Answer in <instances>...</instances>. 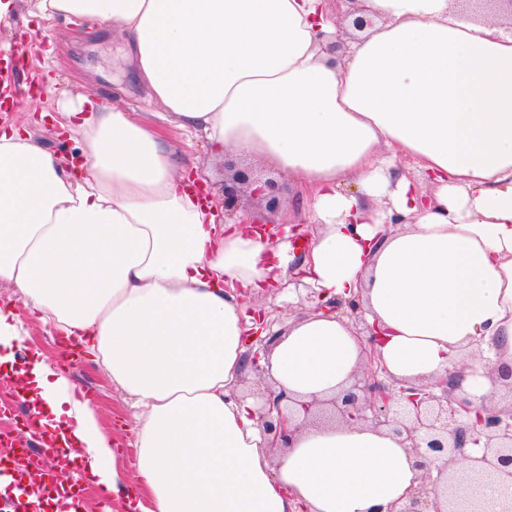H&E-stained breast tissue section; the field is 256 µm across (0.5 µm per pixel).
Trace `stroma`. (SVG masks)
<instances>
[{
	"mask_svg": "<svg viewBox=\"0 0 512 512\" xmlns=\"http://www.w3.org/2000/svg\"><path fill=\"white\" fill-rule=\"evenodd\" d=\"M14 52L8 73L9 97L0 105V130L25 128L45 149L63 160L83 157L82 135L62 129L56 121L65 102L85 96L126 112L160 130L167 143L185 154L187 170L203 180L213 201L223 197L224 161L214 156L209 144L193 132L158 119L160 105L149 97L134 75V62L119 34L95 31L77 33L75 24L63 17L45 22L31 17L27 5H19L10 25L0 24V49ZM283 204L277 213L253 207L254 220H271L284 225L306 224L318 232L308 215L300 210L301 194L286 176H279ZM308 290L276 287L253 299V306L266 311L270 326L278 328L289 319L307 313ZM12 306L23 324L24 340L14 345L16 359H26L28 347H37L47 362L59 366L73 386H84L95 406L100 427L116 440L123 454L117 467L125 482L135 476V445L139 424L125 393L112 381L96 357L78 350L71 362H63L71 340L53 326L43 324L24 305L18 288L0 283V306Z\"/></svg>",
	"mask_w": 512,
	"mask_h": 512,
	"instance_id": "35a3bbf8",
	"label": "stroma"
}]
</instances>
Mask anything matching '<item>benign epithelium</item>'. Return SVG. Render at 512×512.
Here are the masks:
<instances>
[{
    "label": "benign epithelium",
    "mask_w": 512,
    "mask_h": 512,
    "mask_svg": "<svg viewBox=\"0 0 512 512\" xmlns=\"http://www.w3.org/2000/svg\"><path fill=\"white\" fill-rule=\"evenodd\" d=\"M352 4L346 17L352 26L363 30L372 25L363 0H348ZM253 171L224 162V215L245 221L250 214V202L265 203L271 213L281 206V187L268 180L265 188L255 191ZM346 309L354 330L369 333V343L376 340L359 300L318 302L312 311L326 314ZM275 336H251L244 364L258 366L261 352ZM370 368L354 377L351 386L340 394L323 401H299L296 408L288 403L292 398L283 391L269 388L258 414V423L272 441L287 443L307 423L320 420L362 422L403 438L416 454L433 462L446 460L448 469L438 470L437 476L426 472L423 483L405 503H396L387 512H480L468 489L479 478L490 482H512V402L500 406H476L457 395L462 370L449 371L445 376L416 385L392 376L375 357L367 353ZM483 444L482 453L475 456L466 445Z\"/></svg>",
    "instance_id": "1"
}]
</instances>
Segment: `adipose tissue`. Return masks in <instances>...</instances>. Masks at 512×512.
Masks as SVG:
<instances>
[{"label": "adipose tissue", "mask_w": 512, "mask_h": 512, "mask_svg": "<svg viewBox=\"0 0 512 512\" xmlns=\"http://www.w3.org/2000/svg\"><path fill=\"white\" fill-rule=\"evenodd\" d=\"M118 32L163 120L263 162L321 226L300 265L323 300L360 297L388 372L490 398L512 370V20L500 0H366L372 28L343 60L325 0H30ZM80 170L14 128L0 133V283L78 337L139 408L136 489L90 402L29 354L51 426L77 418L97 486L137 512H387L422 481L400 437L316 424L273 448L236 386L244 299L284 280L289 242L221 224L185 159L131 113L65 109ZM411 159L431 183L399 172ZM366 359L348 318L289 323L263 362L276 389L322 400Z\"/></svg>", "instance_id": "adipose-tissue-1"}]
</instances>
